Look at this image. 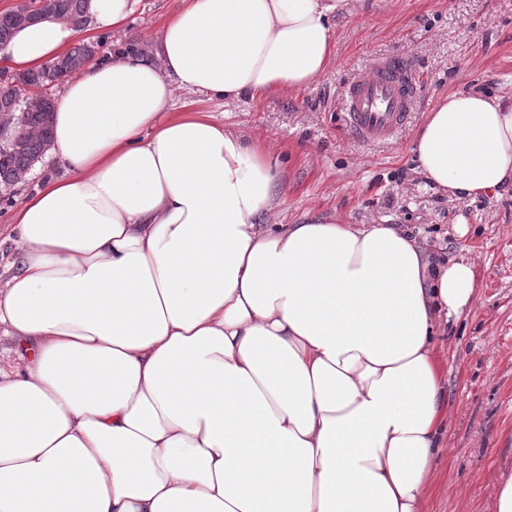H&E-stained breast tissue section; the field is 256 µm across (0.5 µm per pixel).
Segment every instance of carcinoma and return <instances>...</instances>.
Returning <instances> with one entry per match:
<instances>
[{
	"instance_id": "cac0c4a2",
	"label": "carcinoma",
	"mask_w": 512,
	"mask_h": 512,
	"mask_svg": "<svg viewBox=\"0 0 512 512\" xmlns=\"http://www.w3.org/2000/svg\"><path fill=\"white\" fill-rule=\"evenodd\" d=\"M45 8L79 27L88 14V0H47ZM99 47L96 42L80 43L41 70L17 75L18 82L0 84V112H4L13 132L12 138L0 140V190L7 192L23 181L32 162L52 145V100L29 87L63 81L93 59Z\"/></svg>"
}]
</instances>
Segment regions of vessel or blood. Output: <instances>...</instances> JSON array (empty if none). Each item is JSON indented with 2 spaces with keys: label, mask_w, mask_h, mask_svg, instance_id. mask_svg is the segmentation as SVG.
<instances>
[{
  "label": "vessel or blood",
  "mask_w": 512,
  "mask_h": 512,
  "mask_svg": "<svg viewBox=\"0 0 512 512\" xmlns=\"http://www.w3.org/2000/svg\"><path fill=\"white\" fill-rule=\"evenodd\" d=\"M417 82L409 65L395 56L373 59L367 77L351 80L344 95L347 126L361 143L389 141L408 124Z\"/></svg>",
  "instance_id": "vessel-or-blood-1"
}]
</instances>
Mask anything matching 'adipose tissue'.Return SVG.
Listing matches in <instances>:
<instances>
[{"instance_id":"ef3b65f1","label":"adipose tissue","mask_w":512,"mask_h":512,"mask_svg":"<svg viewBox=\"0 0 512 512\" xmlns=\"http://www.w3.org/2000/svg\"><path fill=\"white\" fill-rule=\"evenodd\" d=\"M364 0H185L153 56L66 80L67 169L15 209L19 267L0 329V512H427L449 405L440 320L476 297L473 263L432 262L392 224H266L268 143L175 91L234 102L294 91ZM77 36L47 20L4 52L42 69ZM457 200L512 190V94L452 92L414 142ZM26 355V345L21 339L14 336L0 334V368L5 372L16 371L21 368Z\"/></svg>"}]
</instances>
